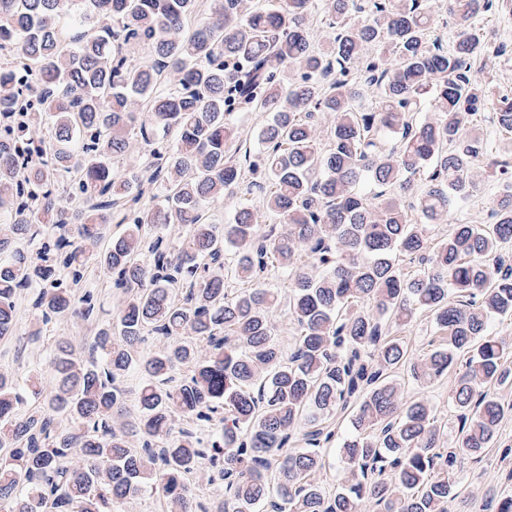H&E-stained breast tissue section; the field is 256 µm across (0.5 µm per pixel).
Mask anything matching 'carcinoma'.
I'll return each instance as SVG.
<instances>
[{"label":"carcinoma","instance_id":"cac0c4a2","mask_svg":"<svg viewBox=\"0 0 512 512\" xmlns=\"http://www.w3.org/2000/svg\"><path fill=\"white\" fill-rule=\"evenodd\" d=\"M511 6L448 0L446 52L430 0H0V339L28 288L43 325L94 315L80 292L92 260L123 294L88 358L56 343L49 393L0 372V512H118L146 491L168 512H448L457 454L391 373L406 365L422 388L453 373L459 450L499 442L512 344L489 326L512 317V143L485 155L482 114L512 135V96L472 19ZM256 109L272 118L248 144L231 118ZM481 178L499 184L493 222L434 241ZM257 186L260 205L209 222L205 203ZM116 219L124 234L95 250ZM160 224L187 226L178 248ZM274 267L284 303L265 284ZM281 305L289 352L273 337ZM422 312L447 343L412 361L394 332ZM133 368L135 415L120 385ZM335 447L347 479L327 495L314 475ZM204 466L207 506L190 482Z\"/></svg>","mask_w":512,"mask_h":512}]
</instances>
